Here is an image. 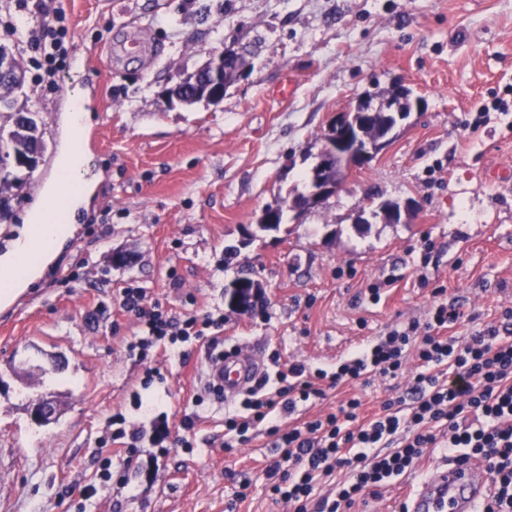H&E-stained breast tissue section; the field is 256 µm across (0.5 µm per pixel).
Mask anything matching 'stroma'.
Segmentation results:
<instances>
[{
  "label": "stroma",
  "mask_w": 512,
  "mask_h": 512,
  "mask_svg": "<svg viewBox=\"0 0 512 512\" xmlns=\"http://www.w3.org/2000/svg\"><path fill=\"white\" fill-rule=\"evenodd\" d=\"M58 9L69 19L58 85L37 87L30 67L16 94L45 150L7 190L0 252L58 179L77 100L93 115L80 142L94 192L62 253L0 311V512H289L265 476L273 436L261 429L225 451L224 414L240 399L205 396L203 345L160 355L161 379L143 387L145 367L125 350L136 329L114 299L132 286L177 312L219 310L225 348L330 372L387 328L425 321L438 298L462 312L451 335L501 326L512 308V181L489 175L512 174V0H44L19 27ZM131 30L141 51L107 59L110 41ZM225 48L247 52L252 68L221 101L162 103L171 77ZM394 84L421 101L395 142L321 205L290 210L336 114ZM371 199L416 206L398 223H357ZM269 208L283 211L278 230L259 227ZM117 252L128 263L115 265ZM245 274L264 302L242 314L226 289ZM419 370L409 359L404 378L340 386L279 420H308L354 395L379 408ZM43 395L60 408L47 425L28 413ZM141 399L172 430L198 412L192 450L163 454L146 440L131 461L105 453L113 415L147 426ZM107 454L113 471L127 470L126 487L100 479ZM446 462L436 450L355 512H395Z\"/></svg>",
  "instance_id": "stroma-1"
}]
</instances>
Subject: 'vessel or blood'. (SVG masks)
I'll return each instance as SVG.
<instances>
[{
  "label": "vessel or blood",
  "mask_w": 512,
  "mask_h": 512,
  "mask_svg": "<svg viewBox=\"0 0 512 512\" xmlns=\"http://www.w3.org/2000/svg\"><path fill=\"white\" fill-rule=\"evenodd\" d=\"M264 370L251 356H211L204 382L237 393L247 388ZM487 495L486 482L474 464H450L433 469L421 489L411 498L409 512H477Z\"/></svg>",
  "instance_id": "obj_1"
}]
</instances>
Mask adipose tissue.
I'll list each match as a JSON object with an SVG mask.
<instances>
[{
	"label": "adipose tissue",
	"mask_w": 512,
	"mask_h": 512,
	"mask_svg": "<svg viewBox=\"0 0 512 512\" xmlns=\"http://www.w3.org/2000/svg\"><path fill=\"white\" fill-rule=\"evenodd\" d=\"M75 227L51 223L46 211L29 213L19 236L0 255V309L37 281L57 258Z\"/></svg>",
	"instance_id": "1"
}]
</instances>
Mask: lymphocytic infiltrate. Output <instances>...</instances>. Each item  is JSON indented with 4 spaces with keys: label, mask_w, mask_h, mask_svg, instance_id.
<instances>
[{
    "label": "lymphocytic infiltrate",
    "mask_w": 512,
    "mask_h": 512,
    "mask_svg": "<svg viewBox=\"0 0 512 512\" xmlns=\"http://www.w3.org/2000/svg\"><path fill=\"white\" fill-rule=\"evenodd\" d=\"M64 12H57L25 34L33 60L46 65L53 80L68 33ZM119 306L133 315L138 332L126 345L129 357L145 362L152 348L203 340L219 347L223 317L209 312H172L160 300H148L140 288L122 289ZM460 317L455 305L438 304L426 323L411 321L352 352L334 372L309 370L292 363L263 377L238 408L224 415L226 451L249 442V430L267 425L275 435V456L266 468L270 490L293 512H352L366 497L377 495L435 449L449 461L477 462L489 479L480 512H512V336L489 327L467 341L449 335ZM422 370L411 398L389 397L373 417L360 419L362 401L352 397L337 412L287 430L276 423L279 412L322 398L327 388L369 381L379 375H402L408 353ZM336 477L333 494L318 498V480Z\"/></svg>",
    "instance_id": "f902f5d3"
}]
</instances>
